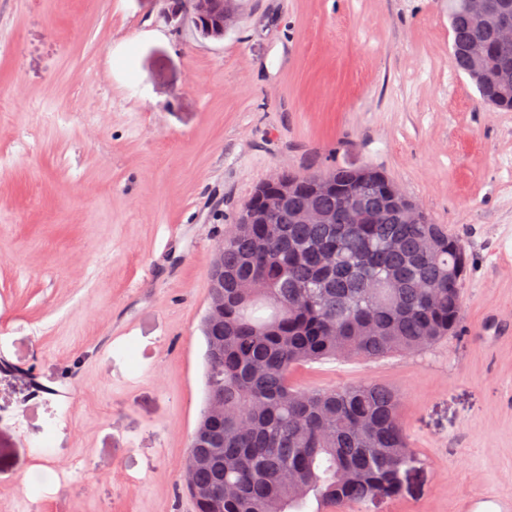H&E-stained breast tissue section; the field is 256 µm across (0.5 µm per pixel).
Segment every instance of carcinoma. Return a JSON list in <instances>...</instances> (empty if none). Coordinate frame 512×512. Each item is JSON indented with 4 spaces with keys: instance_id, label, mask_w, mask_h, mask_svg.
<instances>
[{
    "instance_id": "cac0c4a2",
    "label": "carcinoma",
    "mask_w": 512,
    "mask_h": 512,
    "mask_svg": "<svg viewBox=\"0 0 512 512\" xmlns=\"http://www.w3.org/2000/svg\"><path fill=\"white\" fill-rule=\"evenodd\" d=\"M451 60L480 104L512 111V57L477 31L464 0H448ZM288 205L244 223L248 200L224 233V312L204 328L207 393L190 443L199 460L196 512H304L391 497L412 463L399 396L380 383L309 390L294 370L325 360L381 359L425 350L455 328L469 259L461 240L430 215L407 216L402 190L365 165L283 173ZM330 224L298 215L313 188ZM363 195L381 224L351 218ZM336 252V266L323 265Z\"/></svg>"
}]
</instances>
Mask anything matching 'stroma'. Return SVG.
<instances>
[{
  "label": "stroma",
  "mask_w": 512,
  "mask_h": 512,
  "mask_svg": "<svg viewBox=\"0 0 512 512\" xmlns=\"http://www.w3.org/2000/svg\"><path fill=\"white\" fill-rule=\"evenodd\" d=\"M173 6L0 0V512H189L212 256L260 183L338 164L471 263L446 339L295 374L401 396L414 463L349 512L512 497V112L453 69L448 0H241L220 41Z\"/></svg>",
  "instance_id": "1"
}]
</instances>
